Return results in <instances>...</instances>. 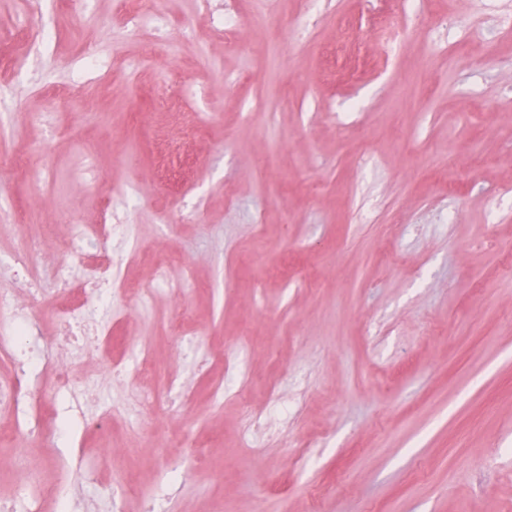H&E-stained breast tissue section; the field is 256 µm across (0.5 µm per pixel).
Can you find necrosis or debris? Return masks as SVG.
<instances>
[{
	"instance_id": "necrosis-or-debris-1",
	"label": "necrosis or debris",
	"mask_w": 512,
	"mask_h": 512,
	"mask_svg": "<svg viewBox=\"0 0 512 512\" xmlns=\"http://www.w3.org/2000/svg\"><path fill=\"white\" fill-rule=\"evenodd\" d=\"M19 240V247L7 258L14 271L13 285L0 289V356L16 366L13 375L0 379V409L10 415L13 433L54 448L62 434L63 416L77 418L83 430L108 435L112 417L118 414L125 421L126 434L135 436L141 431V419L157 409L161 394H174L181 404L190 403L191 394L180 390L175 380H166L161 392L147 382V374L157 368L150 343L137 344L134 362L112 356L114 320L124 314L126 303H146L155 294L193 287L190 270H183L180 283H172L168 271L174 262L162 259L154 265L152 287L120 279V271L139 262L142 253L131 243L128 225L114 222H67L65 233L52 239L64 251L51 270L42 261L51 239L40 225H20ZM47 318L63 332L62 344H37ZM94 353L106 357L113 376H126L133 382L130 399L118 412L96 411L91 406L96 382L81 376L80 368ZM48 373L55 377L49 395L57 407L51 412L42 406L48 393L41 379ZM17 466L20 476L15 496L0 501V512H44L36 472L23 459Z\"/></svg>"
}]
</instances>
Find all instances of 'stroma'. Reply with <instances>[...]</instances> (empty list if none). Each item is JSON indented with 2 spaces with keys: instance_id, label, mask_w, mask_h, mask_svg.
<instances>
[{
  "instance_id": "35a3bbf8",
  "label": "stroma",
  "mask_w": 512,
  "mask_h": 512,
  "mask_svg": "<svg viewBox=\"0 0 512 512\" xmlns=\"http://www.w3.org/2000/svg\"><path fill=\"white\" fill-rule=\"evenodd\" d=\"M138 2L171 21L144 67L127 0H0V253L139 188L123 221L192 266L199 362L170 296L119 335L195 401L143 421L135 469L93 434L1 443L0 500L23 454L49 499L88 475L74 512L171 464L167 512H512V0H403L400 36L364 0ZM166 95L200 134L171 139Z\"/></svg>"
}]
</instances>
